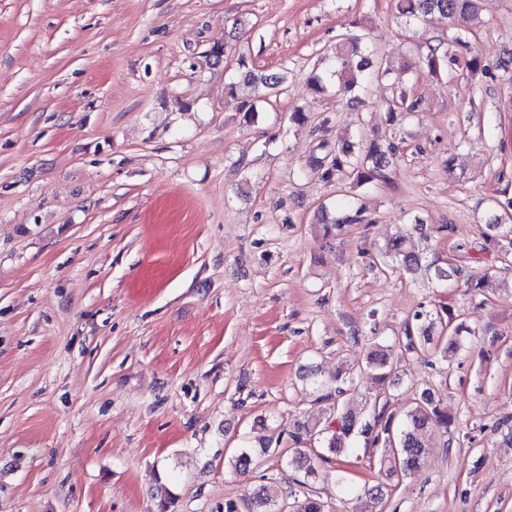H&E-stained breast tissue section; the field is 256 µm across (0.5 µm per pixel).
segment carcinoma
I'll use <instances>...</instances> for the list:
<instances>
[{
	"label": "carcinoma",
	"instance_id": "obj_1",
	"mask_svg": "<svg viewBox=\"0 0 512 512\" xmlns=\"http://www.w3.org/2000/svg\"><path fill=\"white\" fill-rule=\"evenodd\" d=\"M487 4L488 0H398V11L406 20L418 21L431 14H438L444 18L465 14L476 15ZM464 46L466 41L461 36L454 35L448 38L446 49L434 48L419 58V68L436 75L445 66L453 65L473 77L481 71V62L475 55H458L456 48ZM367 49L366 34L363 33L347 38L342 48L337 51L336 70L333 71V75L337 77L336 96H344L357 88H362L372 78V73L368 72L369 61L362 55ZM244 80L254 85L259 98L262 99L282 85L284 74L271 73L259 76L248 71L244 75ZM417 108L418 102L401 92L390 106V112H415ZM394 154L395 147L390 143L384 145L373 141L361 154L355 153L354 145L342 143L329 152L330 165H325L324 159L316 158L311 163V169L322 172V176L326 178L330 177L334 170L345 171L356 184L365 185L388 180L387 170ZM336 208L346 209L348 213L321 224L323 235L326 237L344 231L351 224H372V221L363 215V209L353 207L350 200L336 204ZM499 229L498 224L488 225L489 233L485 235L484 243L478 246L477 252L495 255L506 254L508 250H512V237L499 233ZM375 258L393 272L413 273L421 267L420 254L415 251L410 237L405 235L385 240L376 248ZM428 270L431 278L439 282L463 279L468 286L484 293H489L494 288V282L489 275L485 274L475 280L461 265L450 264L444 267L434 262L428 265ZM437 324L448 328V348L456 346V337L461 333L471 332L465 321L460 319V315L451 307L441 304L436 312L418 311L414 313L412 320L406 322V346L414 349L430 344L433 329ZM365 363L378 382L385 383L392 377L393 363L383 346L372 345L365 355ZM353 383L354 379L350 372L343 369L338 370L331 384L314 382L316 389L322 391L317 401L326 403L327 408L311 422L298 427L294 438L297 444L306 438L319 443L322 453L311 457L298 447L289 457L288 465L304 472L306 478H317L321 464L330 463L333 456L349 453L352 450L351 440L361 435L372 438L373 446L383 448L376 460L380 471L387 475L397 472L403 476L415 474L426 453L424 437L435 429L448 433V427L453 423V418L448 415V409L437 402L431 389L426 388L416 395L401 417H396L383 405L374 407L372 418L365 419L362 412L353 407V400L341 399L347 392L345 385ZM276 505L277 499L262 486L254 493L249 510L277 512Z\"/></svg>",
	"mask_w": 512,
	"mask_h": 512
}]
</instances>
